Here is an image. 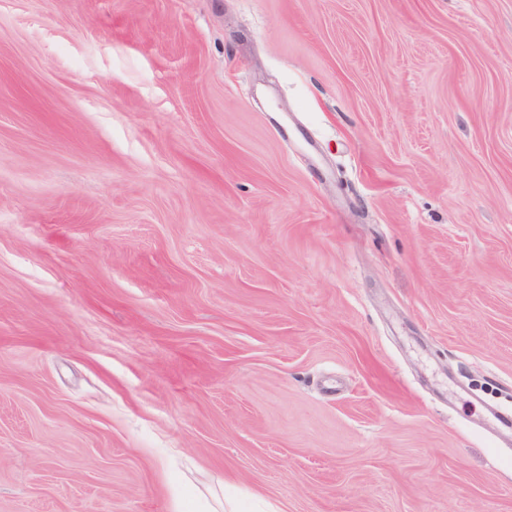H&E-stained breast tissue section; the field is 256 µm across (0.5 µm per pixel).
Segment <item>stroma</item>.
Wrapping results in <instances>:
<instances>
[{
	"label": "stroma",
	"mask_w": 512,
	"mask_h": 512,
	"mask_svg": "<svg viewBox=\"0 0 512 512\" xmlns=\"http://www.w3.org/2000/svg\"><path fill=\"white\" fill-rule=\"evenodd\" d=\"M512 0H0V512H512Z\"/></svg>",
	"instance_id": "35a3bbf8"
}]
</instances>
